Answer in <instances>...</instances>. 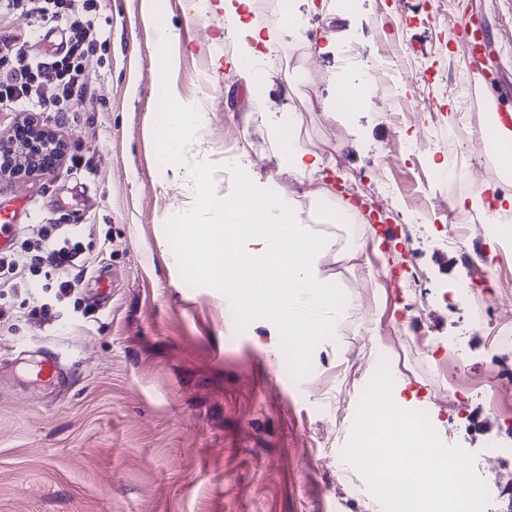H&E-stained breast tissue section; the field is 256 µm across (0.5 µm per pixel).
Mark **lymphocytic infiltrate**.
<instances>
[{
    "label": "lymphocytic infiltrate",
    "instance_id": "lymphocytic-infiltrate-1",
    "mask_svg": "<svg viewBox=\"0 0 512 512\" xmlns=\"http://www.w3.org/2000/svg\"><path fill=\"white\" fill-rule=\"evenodd\" d=\"M96 0H0V18L11 17L22 24V36L7 38L10 47L0 57L7 75L0 80V107L19 112L57 107L72 98L100 46L95 25ZM63 20L71 35L65 53L43 60L29 56L24 42L32 23L46 26ZM82 243L75 228L64 224L37 225L33 237L21 246L0 252V288H16L22 272L43 270L56 299L72 295L84 272Z\"/></svg>",
    "mask_w": 512,
    "mask_h": 512
}]
</instances>
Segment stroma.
I'll use <instances>...</instances> for the list:
<instances>
[{"label": "stroma", "instance_id": "stroma-1", "mask_svg": "<svg viewBox=\"0 0 512 512\" xmlns=\"http://www.w3.org/2000/svg\"><path fill=\"white\" fill-rule=\"evenodd\" d=\"M141 2L97 0L104 46L73 92L74 112L35 115L79 166L0 181V213L19 227L12 244L35 224H76L86 256L109 276L104 287L85 276L56 305L40 274L0 292V512H384L342 458L380 359L444 444L472 453L477 474H498L485 512H504L512 456L488 457L485 442L512 449V345H499L494 323L454 294L481 272L444 241L449 217L438 202L449 186L434 173L451 163L466 173L478 161L491 187L505 174L480 139L497 104L512 108V0H431L412 10L402 0H291L288 27L276 0H249L234 16L222 0L202 15L193 0H159L151 17ZM466 8L491 36L475 62L458 52ZM242 21L259 31L263 53L284 57L261 73L257 93L239 75ZM160 25L180 51L170 68L154 41ZM351 43L366 58L385 57L387 70L362 104L346 107L336 89ZM463 94L472 124L452 162L445 144ZM173 96L205 116L186 135L184 168L215 165L214 189L225 197L232 154L256 182L281 179L297 218L348 246L349 260L324 265L346 296L339 334L314 349L304 378L291 374L272 323L237 330L225 295L188 283L172 259L166 226L189 202L174 170L155 161L152 115ZM289 109L301 143L332 149L343 170L322 162L300 175L282 159L270 131ZM423 133L438 148L407 158L405 143ZM332 201L350 203L357 223L326 222ZM409 211L423 223L405 228L399 216ZM479 245L506 285L499 315L511 317L512 237L484 231ZM403 268L425 285L419 309ZM452 336L465 339L467 356L462 395L445 402L438 375L452 361L436 365L412 347L444 348ZM45 353L72 376L61 394L31 376Z\"/></svg>", "mask_w": 512, "mask_h": 512}]
</instances>
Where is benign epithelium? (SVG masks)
<instances>
[{"label": "benign epithelium", "instance_id": "benign-epithelium-1", "mask_svg": "<svg viewBox=\"0 0 512 512\" xmlns=\"http://www.w3.org/2000/svg\"><path fill=\"white\" fill-rule=\"evenodd\" d=\"M64 144L48 138L35 123H20L0 137V179H25L57 171L63 164Z\"/></svg>", "mask_w": 512, "mask_h": 512}]
</instances>
